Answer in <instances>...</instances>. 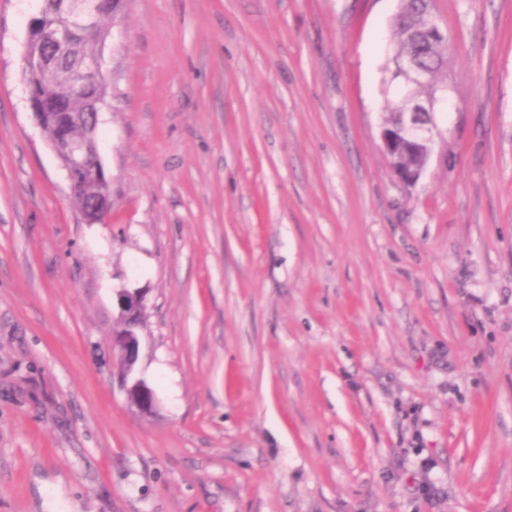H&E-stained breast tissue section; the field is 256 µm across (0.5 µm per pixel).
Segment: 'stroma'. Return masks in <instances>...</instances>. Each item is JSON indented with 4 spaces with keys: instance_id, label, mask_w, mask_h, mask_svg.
Segmentation results:
<instances>
[{
    "instance_id": "stroma-1",
    "label": "stroma",
    "mask_w": 512,
    "mask_h": 512,
    "mask_svg": "<svg viewBox=\"0 0 512 512\" xmlns=\"http://www.w3.org/2000/svg\"><path fill=\"white\" fill-rule=\"evenodd\" d=\"M434 6L453 106L408 189L398 0H126L87 224L27 102L42 0H0V512H512V0ZM117 304L120 314L119 325L114 329L113 335L121 334L126 325L125 332L119 339L112 338L113 358L120 370L122 387L127 401L140 413H151L155 407V397L152 389L142 379H134L129 384L134 366L139 358V336L142 314L145 307V295L135 289H121L117 293Z\"/></svg>"
}]
</instances>
